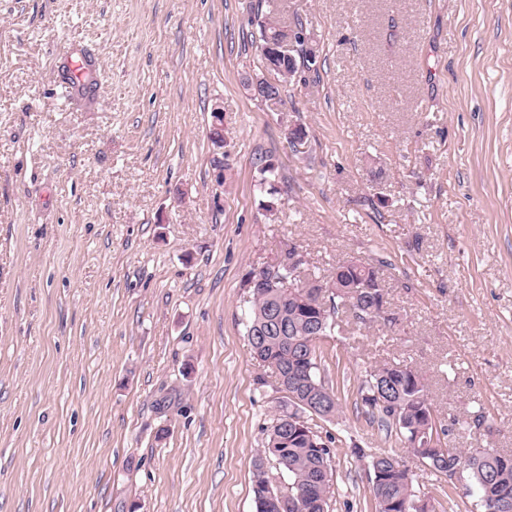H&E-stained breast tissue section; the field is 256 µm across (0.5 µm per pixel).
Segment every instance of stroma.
<instances>
[{
  "label": "stroma",
  "mask_w": 512,
  "mask_h": 512,
  "mask_svg": "<svg viewBox=\"0 0 512 512\" xmlns=\"http://www.w3.org/2000/svg\"><path fill=\"white\" fill-rule=\"evenodd\" d=\"M267 17L315 56L277 108L247 87ZM291 250L382 264L395 317L320 343L329 512H375L391 450L477 512L358 388L412 366L442 443L512 454V0H0V512H256L284 394L245 280Z\"/></svg>",
  "instance_id": "35a3bbf8"
}]
</instances>
